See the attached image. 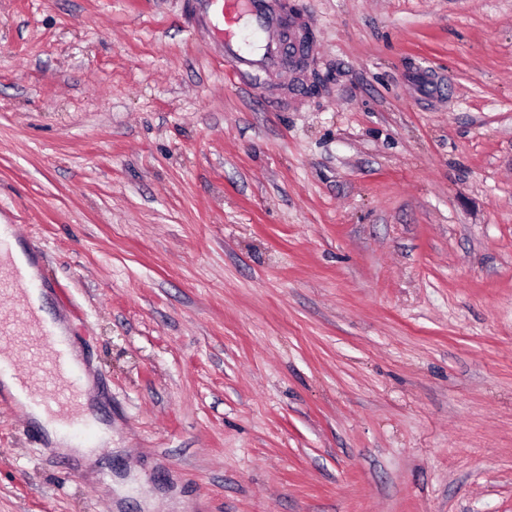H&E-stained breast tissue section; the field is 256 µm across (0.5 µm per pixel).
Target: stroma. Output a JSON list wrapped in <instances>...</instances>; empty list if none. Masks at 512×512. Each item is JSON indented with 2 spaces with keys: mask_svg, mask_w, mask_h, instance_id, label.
<instances>
[{
  "mask_svg": "<svg viewBox=\"0 0 512 512\" xmlns=\"http://www.w3.org/2000/svg\"><path fill=\"white\" fill-rule=\"evenodd\" d=\"M0 0V225L93 406L0 393V512H512V0ZM281 1H198L203 18L218 11L224 15V32L229 33L224 35V61L231 80L248 92L265 89L271 77L287 66L297 67L306 51L300 39V18L288 13ZM241 31L248 35L241 36Z\"/></svg>",
  "mask_w": 512,
  "mask_h": 512,
  "instance_id": "35a3bbf8",
  "label": "stroma"
}]
</instances>
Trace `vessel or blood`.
Here are the masks:
<instances>
[{
	"instance_id": "b4317fda",
	"label": "vessel or blood",
	"mask_w": 512,
	"mask_h": 512,
	"mask_svg": "<svg viewBox=\"0 0 512 512\" xmlns=\"http://www.w3.org/2000/svg\"><path fill=\"white\" fill-rule=\"evenodd\" d=\"M198 5L202 17L223 14L230 27L224 61L231 80L246 91L265 89L271 77L297 66L305 53L301 21L282 0H198ZM16 237L13 225L0 226V340L19 346L24 356L0 349V373L14 371L29 403L74 434L87 425L83 392L71 374L65 341L37 313L31 299L35 280L13 263Z\"/></svg>"
}]
</instances>
